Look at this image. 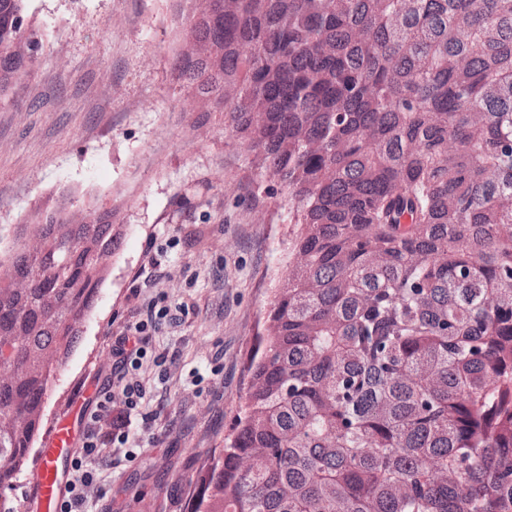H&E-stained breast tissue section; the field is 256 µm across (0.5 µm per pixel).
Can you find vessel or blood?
<instances>
[{
	"instance_id": "obj_1",
	"label": "vessel or blood",
	"mask_w": 512,
	"mask_h": 512,
	"mask_svg": "<svg viewBox=\"0 0 512 512\" xmlns=\"http://www.w3.org/2000/svg\"><path fill=\"white\" fill-rule=\"evenodd\" d=\"M80 409L57 418L42 441L32 477L39 512H59L67 494L66 470L76 451L75 420Z\"/></svg>"
}]
</instances>
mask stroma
I'll return each mask as SVG.
<instances>
[{
  "instance_id": "stroma-1",
  "label": "stroma",
  "mask_w": 512,
  "mask_h": 512,
  "mask_svg": "<svg viewBox=\"0 0 512 512\" xmlns=\"http://www.w3.org/2000/svg\"><path fill=\"white\" fill-rule=\"evenodd\" d=\"M183 0H27L39 60L0 104V236L61 206L118 212L78 345L48 389L42 425L97 399L114 336L168 307L135 370L145 396L128 443L94 464L98 512H191L222 448L246 363L300 230L280 182L205 104L186 109L172 58L190 46Z\"/></svg>"
}]
</instances>
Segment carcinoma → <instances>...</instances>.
<instances>
[{
  "instance_id": "cac0c4a2",
  "label": "carcinoma",
  "mask_w": 512,
  "mask_h": 512,
  "mask_svg": "<svg viewBox=\"0 0 512 512\" xmlns=\"http://www.w3.org/2000/svg\"><path fill=\"white\" fill-rule=\"evenodd\" d=\"M0 0V97L37 60ZM173 65L301 215L194 512H512V0H204ZM0 252V499L118 233Z\"/></svg>"
}]
</instances>
